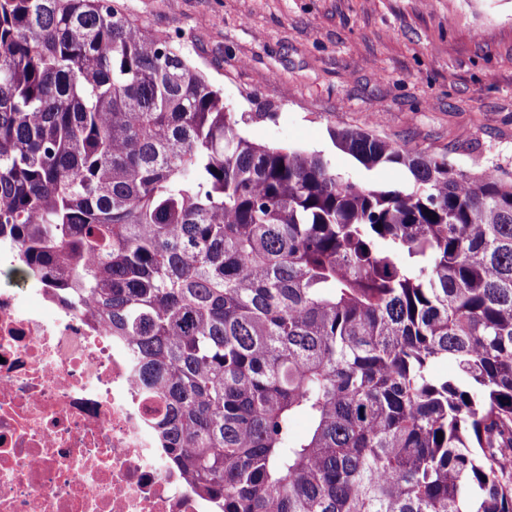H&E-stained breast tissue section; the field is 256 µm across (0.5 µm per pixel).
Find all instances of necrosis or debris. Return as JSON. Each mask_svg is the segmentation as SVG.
Instances as JSON below:
<instances>
[{
	"label": "necrosis or debris",
	"instance_id": "necrosis-or-debris-1",
	"mask_svg": "<svg viewBox=\"0 0 512 512\" xmlns=\"http://www.w3.org/2000/svg\"><path fill=\"white\" fill-rule=\"evenodd\" d=\"M0 245V512H209L173 470L126 344Z\"/></svg>",
	"mask_w": 512,
	"mask_h": 512
}]
</instances>
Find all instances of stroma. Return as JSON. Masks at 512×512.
Wrapping results in <instances>:
<instances>
[{
	"instance_id": "35a3bbf8",
	"label": "stroma",
	"mask_w": 512,
	"mask_h": 512,
	"mask_svg": "<svg viewBox=\"0 0 512 512\" xmlns=\"http://www.w3.org/2000/svg\"><path fill=\"white\" fill-rule=\"evenodd\" d=\"M179 43L224 95L250 141L318 151L353 180L334 144L360 128L455 169L512 173V0H122Z\"/></svg>"
}]
</instances>
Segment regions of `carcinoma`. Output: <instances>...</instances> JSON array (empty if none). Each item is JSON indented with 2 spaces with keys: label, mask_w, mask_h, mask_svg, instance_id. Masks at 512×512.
I'll return each instance as SVG.
<instances>
[{
  "label": "carcinoma",
  "mask_w": 512,
  "mask_h": 512,
  "mask_svg": "<svg viewBox=\"0 0 512 512\" xmlns=\"http://www.w3.org/2000/svg\"><path fill=\"white\" fill-rule=\"evenodd\" d=\"M239 123L119 0H0V240L130 343L193 490L512 512V175L332 131L380 186Z\"/></svg>",
  "instance_id": "1"
}]
</instances>
